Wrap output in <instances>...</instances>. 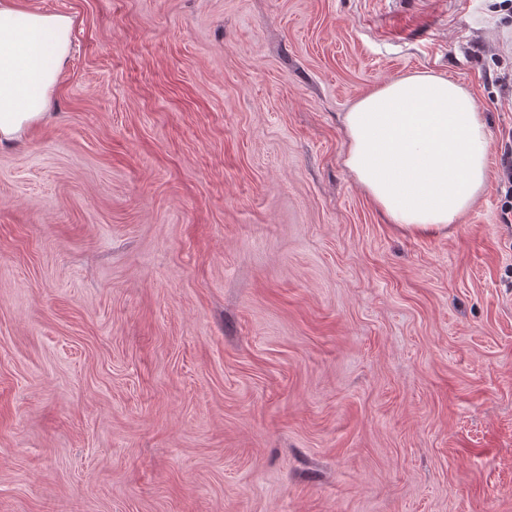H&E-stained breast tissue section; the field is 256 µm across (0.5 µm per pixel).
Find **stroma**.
<instances>
[{
  "label": "stroma",
  "mask_w": 512,
  "mask_h": 512,
  "mask_svg": "<svg viewBox=\"0 0 512 512\" xmlns=\"http://www.w3.org/2000/svg\"><path fill=\"white\" fill-rule=\"evenodd\" d=\"M22 2L72 51L0 146V512H512L496 0ZM413 73L487 120L448 233L343 163Z\"/></svg>",
  "instance_id": "obj_1"
}]
</instances>
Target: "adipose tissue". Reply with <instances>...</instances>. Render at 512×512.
I'll return each mask as SVG.
<instances>
[{
    "label": "adipose tissue",
    "mask_w": 512,
    "mask_h": 512,
    "mask_svg": "<svg viewBox=\"0 0 512 512\" xmlns=\"http://www.w3.org/2000/svg\"><path fill=\"white\" fill-rule=\"evenodd\" d=\"M70 17L0 0V145L47 114L70 52ZM344 164L393 223L448 231L482 194L487 125L473 97L444 77L414 73L377 89L344 116Z\"/></svg>",
    "instance_id": "obj_1"
}]
</instances>
